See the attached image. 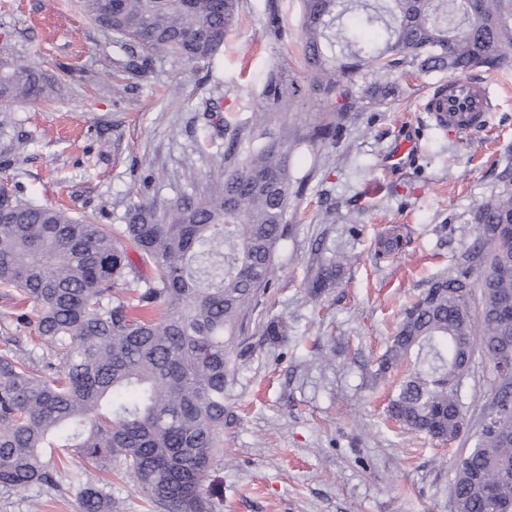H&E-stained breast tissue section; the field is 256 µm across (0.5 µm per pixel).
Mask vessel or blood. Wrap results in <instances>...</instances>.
<instances>
[{"label":"vessel or blood","instance_id":"vessel-or-blood-1","mask_svg":"<svg viewBox=\"0 0 512 512\" xmlns=\"http://www.w3.org/2000/svg\"><path fill=\"white\" fill-rule=\"evenodd\" d=\"M493 99L487 83L451 80L435 87L426 99L424 110L438 128L464 139L488 125Z\"/></svg>","mask_w":512,"mask_h":512}]
</instances>
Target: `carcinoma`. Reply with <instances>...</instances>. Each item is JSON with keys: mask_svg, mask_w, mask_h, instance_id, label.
I'll list each match as a JSON object with an SVG mask.
<instances>
[{"mask_svg": "<svg viewBox=\"0 0 512 512\" xmlns=\"http://www.w3.org/2000/svg\"><path fill=\"white\" fill-rule=\"evenodd\" d=\"M240 0H79L112 33L116 65L147 73L155 58L206 64L223 48ZM301 39L310 89L353 99L368 74L403 67L454 79L512 62V9L506 0H301ZM355 10L382 32L380 43L336 36V21ZM55 83L30 64L0 65V102L41 101ZM254 113L256 132L216 188L177 203L159 220L138 203L118 230L65 209L0 193V288L37 312L34 331L57 361L37 356L33 341L5 339L0 350V486L61 490L43 449L65 448L89 467L69 472L80 512H112V485L90 470L119 460L156 512H208L202 480L223 452L220 432L232 412L224 388L236 373L230 353L252 303L274 274L285 234L291 176L301 141L264 139L294 95L271 71ZM342 105L313 127V142L336 141ZM503 188L472 214L478 235L455 265L433 279L405 310L373 381L405 369L387 412L405 429L441 442L464 427L458 384L479 353L498 367L512 342V162ZM133 243L138 260L129 256ZM151 266L148 279L141 268ZM336 281V261L321 265L312 293ZM478 310H473L475 293ZM266 339L288 324L260 325ZM456 512H512V376L456 461Z\"/></svg>", "mask_w": 512, "mask_h": 512, "instance_id": "carcinoma-1", "label": "carcinoma"}]
</instances>
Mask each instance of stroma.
Wrapping results in <instances>:
<instances>
[{
    "label": "stroma",
    "mask_w": 512,
    "mask_h": 512,
    "mask_svg": "<svg viewBox=\"0 0 512 512\" xmlns=\"http://www.w3.org/2000/svg\"><path fill=\"white\" fill-rule=\"evenodd\" d=\"M272 11L287 32L280 41L265 33ZM300 17V0H242L212 63L158 58L137 79L115 67L111 33L75 0H0V60H28L60 83L49 100L0 104V181L102 224L123 223L142 201L163 211L207 194L231 165L230 130L248 126L277 70L296 94L281 116L301 140L289 158L296 191L275 278L246 321L248 352L225 388L233 420L202 481L211 512H456L455 462L501 384L492 363L475 356L461 378L466 426L449 444L391 422L392 384L370 374L405 307L477 234L474 208L500 189L512 155V64L478 71L494 110L471 139L424 120L445 74L407 69L369 78L398 86L393 109L366 107L336 142L313 143L306 136L331 103L308 88ZM405 123L417 126L420 151L392 175L383 158ZM390 235L403 246L386 254ZM332 258L335 287L311 298V274ZM272 317L288 323L283 342L260 334ZM0 512H79L78 489L0 487Z\"/></svg>",
    "instance_id": "stroma-1"
}]
</instances>
